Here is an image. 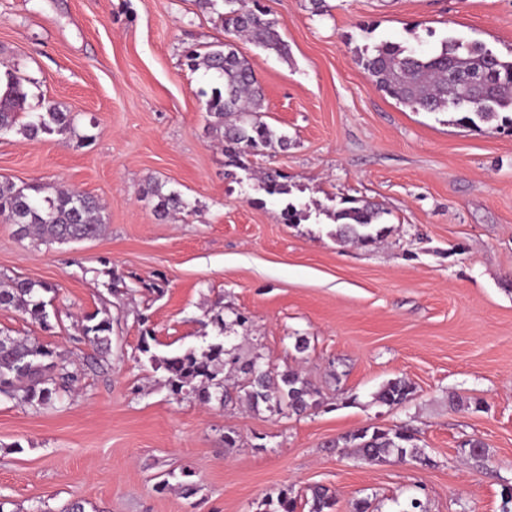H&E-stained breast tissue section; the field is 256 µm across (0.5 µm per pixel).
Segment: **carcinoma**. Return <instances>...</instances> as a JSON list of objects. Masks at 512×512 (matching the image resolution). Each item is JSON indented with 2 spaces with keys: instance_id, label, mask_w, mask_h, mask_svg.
<instances>
[{
  "instance_id": "cac0c4a2",
  "label": "carcinoma",
  "mask_w": 512,
  "mask_h": 512,
  "mask_svg": "<svg viewBox=\"0 0 512 512\" xmlns=\"http://www.w3.org/2000/svg\"><path fill=\"white\" fill-rule=\"evenodd\" d=\"M238 0H223L221 18L231 32L247 38L259 47L288 57V44L282 39L276 21L260 8L243 10ZM187 65L201 70L214 83L205 101L208 116L224 141L225 162L244 166L248 155L272 156L288 148V135L263 120L264 96L255 70L240 55L234 43L227 41L205 52L186 51ZM366 77L391 97L417 111L456 112L463 126H477L502 112H512V60H504L485 46L454 36L429 54L419 53L398 43L385 41L370 53L359 57ZM28 93L22 78L5 72L0 84V138L16 134L27 140L44 135H77L76 117L60 106L48 103L42 111L29 110ZM287 176L279 169H265L260 181L270 196L288 194ZM146 195L155 200L158 217L194 210L181 193L164 190V184H148ZM332 212L336 237L361 247L384 241L392 229L380 219L383 209L370 202L359 204L344 199ZM103 207L93 196L58 188L50 193L43 184L18 187L0 181V217L16 226V234L44 243H68L96 239L105 230ZM54 290L48 283L14 279L0 283V308H13L43 328L50 327L48 302L43 295ZM219 335L202 351L186 349L165 356L151 352L147 331L140 352L165 373V383L176 396H191L202 404L217 400L222 404L235 400L257 409L265 406L280 414L301 416L320 406V392L299 371L277 372L259 363V357L243 360L235 349L224 347V320L216 318ZM85 341L97 353L108 352L112 335V316L106 309L85 316L82 324ZM78 381V372L69 369L63 354L35 338H15L0 331V401L15 402L36 410L46 409L70 391ZM413 385L404 378L384 384L375 400L389 407L401 406L412 399ZM332 448H350L354 458L364 463H379L390 456L428 462L418 445L417 434L408 428H359L330 443ZM462 451L471 460L482 463L487 448L478 439L463 444ZM335 498L325 486L311 488L310 512H331Z\"/></svg>"
}]
</instances>
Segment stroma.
<instances>
[{"mask_svg":"<svg viewBox=\"0 0 512 512\" xmlns=\"http://www.w3.org/2000/svg\"><path fill=\"white\" fill-rule=\"evenodd\" d=\"M288 44L279 57L237 41L265 96L264 119L287 150L225 166L184 52L228 40L196 0H0V72L25 80L28 104L77 117L86 145L61 135L0 139V181L97 197L106 231L50 246L0 217V279L54 285L50 328L0 308V330L36 337L80 362L70 392L45 410L0 402V501L6 512H266L320 484L333 512L368 500L395 512H502L512 485V130L463 127L379 90L358 55L388 40L428 52L449 36L512 56V0H260ZM274 167L290 192L268 196ZM153 181L195 204L156 216ZM368 200L392 228L369 248L340 243L329 210ZM302 208L285 223L286 204ZM109 310L99 365L83 316ZM224 317L223 329L210 318ZM245 323H238V316ZM164 356L223 333L241 358L302 372L324 404L301 417L175 398L140 351ZM309 341L305 353L296 337ZM403 377L412 399L374 396ZM479 400L483 410L453 402ZM374 424L414 429L430 465L368 464L330 441ZM235 431V447L224 434ZM480 439L477 464L460 445ZM194 470L195 493L168 484Z\"/></svg>","mask_w":512,"mask_h":512,"instance_id":"1","label":"stroma"}]
</instances>
